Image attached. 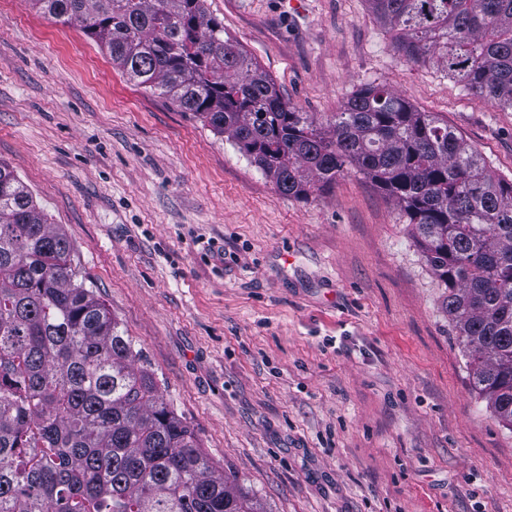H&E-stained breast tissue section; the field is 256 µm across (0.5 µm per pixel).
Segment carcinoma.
<instances>
[{"instance_id":"1","label":"carcinoma","mask_w":512,"mask_h":512,"mask_svg":"<svg viewBox=\"0 0 512 512\" xmlns=\"http://www.w3.org/2000/svg\"><path fill=\"white\" fill-rule=\"evenodd\" d=\"M130 80L193 112L290 197L353 169L412 227L474 388L512 431V180L448 122L368 83L320 122L293 109L205 0H32ZM409 62L512 110V0H367ZM0 162V512H249Z\"/></svg>"}]
</instances>
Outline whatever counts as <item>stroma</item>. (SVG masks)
Segmentation results:
<instances>
[{
  "mask_svg": "<svg viewBox=\"0 0 512 512\" xmlns=\"http://www.w3.org/2000/svg\"><path fill=\"white\" fill-rule=\"evenodd\" d=\"M206 7L296 110L326 118L374 81L512 180V112L398 59L366 0ZM0 161L263 512H512V431L474 391L443 290L372 183L281 194L31 0H0Z\"/></svg>",
  "mask_w": 512,
  "mask_h": 512,
  "instance_id": "obj_1",
  "label": "stroma"
}]
</instances>
